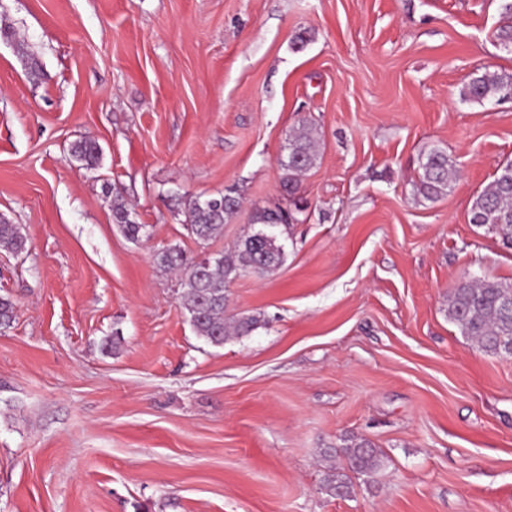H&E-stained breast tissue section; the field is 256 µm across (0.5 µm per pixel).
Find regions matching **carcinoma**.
<instances>
[{"label":"carcinoma","mask_w":512,"mask_h":512,"mask_svg":"<svg viewBox=\"0 0 512 512\" xmlns=\"http://www.w3.org/2000/svg\"><path fill=\"white\" fill-rule=\"evenodd\" d=\"M499 21L494 33L497 48L512 55V0H499ZM512 96V72L485 71L470 79L461 91L464 101L478 103L498 102ZM71 155L88 168L98 165L100 146L91 139L75 143ZM319 159L314 129L302 122L288 135V142L278 161L282 172L281 183L295 210H303L300 198L303 175L316 166ZM416 192L426 200H435L446 194L456 174V162L439 146L422 155L419 164ZM112 217L123 234L137 241L144 225L137 223L133 211L122 200L119 189H114ZM242 196L235 187L217 195L188 197L181 213L188 233L196 240L208 242L224 229L238 213ZM469 223L486 226L496 233L504 246L512 247V161L503 163L493 180L473 195L469 209ZM252 221L270 229L293 221L292 212L282 208L262 209L254 213ZM281 232H253L236 242L223 253L213 254L208 264L195 268L176 248H166L156 254L160 265L182 271L184 293L182 305L197 336L213 346H221L231 336L252 332L259 318L252 315L240 318L225 316V288L243 271L267 274L279 268L284 261ZM0 247L21 252L26 239L15 224L0 220ZM512 281L464 280L448 296V318L461 333L475 341L486 353L499 355L512 343ZM350 467L361 474H371L383 466L382 454L364 440H353L344 448ZM323 490L329 496H345L349 485L342 475L327 473Z\"/></svg>","instance_id":"carcinoma-1"}]
</instances>
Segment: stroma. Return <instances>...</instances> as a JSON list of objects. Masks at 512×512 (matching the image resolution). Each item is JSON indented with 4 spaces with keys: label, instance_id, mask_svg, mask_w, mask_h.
Listing matches in <instances>:
<instances>
[{
    "label": "stroma",
    "instance_id": "1",
    "mask_svg": "<svg viewBox=\"0 0 512 512\" xmlns=\"http://www.w3.org/2000/svg\"><path fill=\"white\" fill-rule=\"evenodd\" d=\"M497 21L498 0H0V217L26 238L0 249V512H512V356L447 313L460 281L512 280V248L469 222L512 160V100L460 99L512 72ZM302 121L307 208L283 265L225 290L258 327L211 346L155 255L230 250L287 207L277 158ZM434 146L457 175L425 201ZM234 185L236 217L196 241L177 199ZM512 96V72L485 71L465 84L460 97L478 103L498 102ZM71 155L82 162L88 168H94L98 165L101 157L100 146L91 139H86L75 143L71 148ZM115 196L112 203V217L118 224L123 234L132 241H138L143 234L144 225L138 224L133 216L134 212L127 203L122 200L120 190H114ZM350 467L361 474H371L383 466L382 454L364 440H351L344 448Z\"/></svg>",
    "mask_w": 512,
    "mask_h": 512
}]
</instances>
